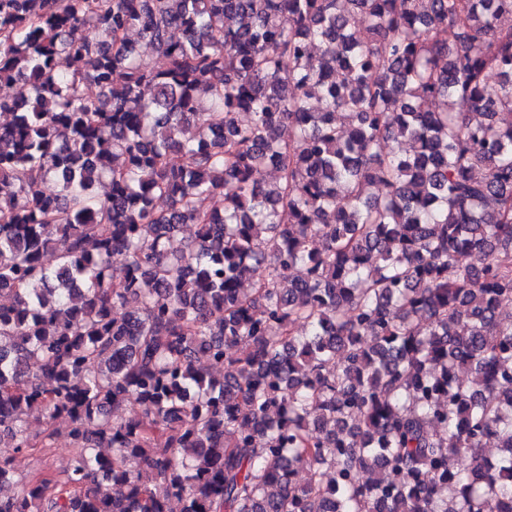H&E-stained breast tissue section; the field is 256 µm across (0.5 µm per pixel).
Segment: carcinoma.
I'll return each mask as SVG.
<instances>
[{
  "instance_id": "1",
  "label": "carcinoma",
  "mask_w": 512,
  "mask_h": 512,
  "mask_svg": "<svg viewBox=\"0 0 512 512\" xmlns=\"http://www.w3.org/2000/svg\"><path fill=\"white\" fill-rule=\"evenodd\" d=\"M0 84V512L512 502V0H0ZM69 448V440L62 434L56 448L44 457L19 453L14 448L0 447V458L10 459L16 471L24 477L41 470L61 472L69 462Z\"/></svg>"
}]
</instances>
